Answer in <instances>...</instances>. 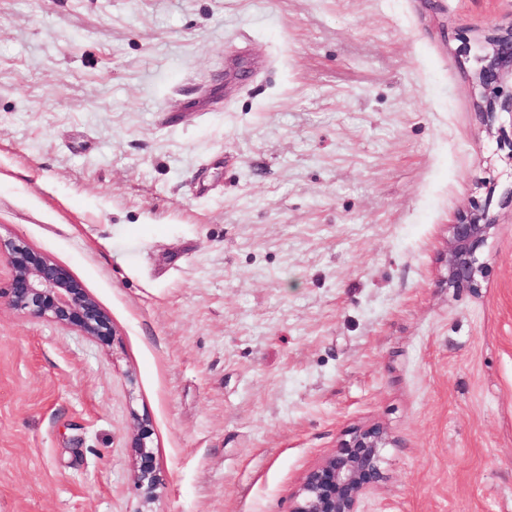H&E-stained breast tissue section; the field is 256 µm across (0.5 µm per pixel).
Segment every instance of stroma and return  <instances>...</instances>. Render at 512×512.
<instances>
[{"label":"stroma","mask_w":512,"mask_h":512,"mask_svg":"<svg viewBox=\"0 0 512 512\" xmlns=\"http://www.w3.org/2000/svg\"><path fill=\"white\" fill-rule=\"evenodd\" d=\"M512 0H0V237L103 345L0 306V512H291L353 426L362 512H512ZM497 227L479 292L448 226ZM162 482L133 483L136 420ZM482 65L475 73V80L489 90L480 104L482 114L489 126L498 111L512 112V26L506 29H496L485 37ZM510 79V95L502 98L499 87ZM493 94V95H490ZM497 224L488 212L473 209L449 224L446 285L454 292H476L481 288L484 266L478 252ZM10 268L7 288L0 285V305L33 321L73 329L101 344L113 336L108 314L63 265L19 239H0V258Z\"/></svg>","instance_id":"stroma-1"}]
</instances>
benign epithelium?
Here are the masks:
<instances>
[{
  "label": "benign epithelium",
  "mask_w": 512,
  "mask_h": 512,
  "mask_svg": "<svg viewBox=\"0 0 512 512\" xmlns=\"http://www.w3.org/2000/svg\"><path fill=\"white\" fill-rule=\"evenodd\" d=\"M512 80V26L485 37L484 55L475 80L489 90L480 104L488 123L499 111L512 112V94L503 97L499 87ZM496 224L488 212L473 209L449 225L446 285L455 292L481 288L484 266L478 252ZM10 268L8 286L0 287V303L33 321H49L73 329L101 344L113 336L108 314L63 265L19 239L0 241V257ZM150 424L137 423L135 447L139 450L133 482L145 501L154 500L160 475L147 451ZM391 444L378 425L355 427L341 440L336 452L311 470L296 495L291 512H360L363 496L384 478L382 449Z\"/></svg>",
  "instance_id": "obj_1"
}]
</instances>
